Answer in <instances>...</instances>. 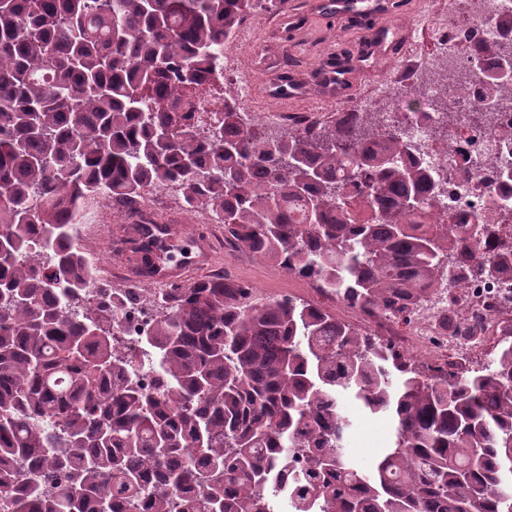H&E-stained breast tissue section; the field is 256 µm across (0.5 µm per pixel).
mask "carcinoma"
I'll list each match as a JSON object with an SVG mask.
<instances>
[{
  "instance_id": "obj_1",
  "label": "carcinoma",
  "mask_w": 512,
  "mask_h": 512,
  "mask_svg": "<svg viewBox=\"0 0 512 512\" xmlns=\"http://www.w3.org/2000/svg\"><path fill=\"white\" fill-rule=\"evenodd\" d=\"M262 0H0V498L13 512H512V332L489 362L427 374L307 302L224 276L154 295L142 364L112 343L128 288L91 304L76 245L89 200L174 184L235 247L405 319L427 294L512 269L494 232L449 224L430 168L378 109L277 132L199 86ZM485 43L468 115L512 100ZM448 140V89L427 78ZM221 103L204 125L180 102ZM152 374L147 388L140 373ZM350 399L389 422L345 451Z\"/></svg>"
}]
</instances>
